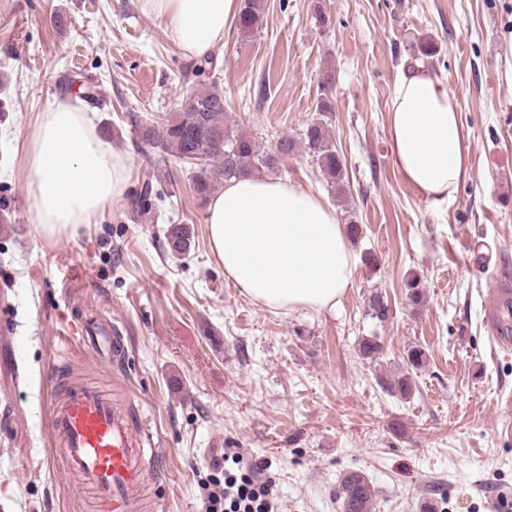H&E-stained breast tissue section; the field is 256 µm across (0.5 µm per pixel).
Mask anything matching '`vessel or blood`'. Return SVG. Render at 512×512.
<instances>
[{
    "instance_id": "b4317fda",
    "label": "vessel or blood",
    "mask_w": 512,
    "mask_h": 512,
    "mask_svg": "<svg viewBox=\"0 0 512 512\" xmlns=\"http://www.w3.org/2000/svg\"><path fill=\"white\" fill-rule=\"evenodd\" d=\"M486 315L496 327L498 344L512 342V294L487 296ZM70 333L110 366L125 357L123 338L109 324L89 317L70 325ZM47 406L59 464L93 498L94 512H143L148 499L150 462L146 437L137 435L126 413L118 410L100 387L83 381L69 365H53Z\"/></svg>"
}]
</instances>
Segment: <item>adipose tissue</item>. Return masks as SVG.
<instances>
[{"mask_svg": "<svg viewBox=\"0 0 512 512\" xmlns=\"http://www.w3.org/2000/svg\"><path fill=\"white\" fill-rule=\"evenodd\" d=\"M184 54L204 59L237 15V0H142ZM389 139L403 180L427 201L452 198L471 170L460 106L424 68L396 82ZM30 219L49 236L75 233L122 202L133 170L128 154L103 141L86 112L57 100L28 143ZM211 251L224 274L271 312L335 310L352 286L354 255L336 209L322 196L259 174L225 182L208 203Z\"/></svg>", "mask_w": 512, "mask_h": 512, "instance_id": "1", "label": "adipose tissue"}]
</instances>
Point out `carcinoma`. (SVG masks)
I'll return each instance as SVG.
<instances>
[{"mask_svg":"<svg viewBox=\"0 0 512 512\" xmlns=\"http://www.w3.org/2000/svg\"><path fill=\"white\" fill-rule=\"evenodd\" d=\"M264 0H241L237 25L242 34L252 33L262 23ZM137 137L151 150L141 173V194L131 201L136 216L151 210V197L157 187L178 182L177 167L192 170L196 196L205 200L224 182L262 170L275 171L288 155L295 152L293 139L282 137L275 150L261 149L253 137L226 123L224 91L215 82L196 88L182 98L177 111L161 122L148 123L130 117ZM303 146L317 157L320 169L328 175L336 194H345L342 160L333 149L325 125L311 123L304 134ZM194 233L187 224H170L165 233L168 250L178 255L190 253ZM382 346L374 337L359 342V352L366 359H377ZM386 390L404 399L413 392L411 373H402L387 381ZM343 512H372L375 489L369 479L357 471L341 477L337 490Z\"/></svg>","mask_w":512,"mask_h":512,"instance_id":"carcinoma-1","label":"carcinoma"}]
</instances>
